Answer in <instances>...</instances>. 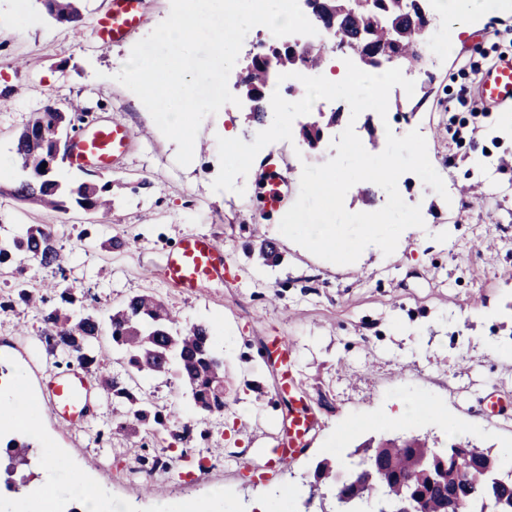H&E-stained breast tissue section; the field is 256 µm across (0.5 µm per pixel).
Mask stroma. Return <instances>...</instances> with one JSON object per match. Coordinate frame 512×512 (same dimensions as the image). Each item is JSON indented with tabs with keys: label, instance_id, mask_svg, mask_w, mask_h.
I'll list each match as a JSON object with an SVG mask.
<instances>
[{
	"label": "stroma",
	"instance_id": "obj_1",
	"mask_svg": "<svg viewBox=\"0 0 512 512\" xmlns=\"http://www.w3.org/2000/svg\"><path fill=\"white\" fill-rule=\"evenodd\" d=\"M109 0H86L81 27L52 20L40 0H0V162L17 171L15 143L35 112L52 103L69 110L79 103L89 123L119 116L139 134L132 149L111 171L79 170L60 163L59 178L111 182L112 213L103 220L77 206L55 211L16 201L10 177L0 180V239L24 224L52 225L64 256L63 270L27 264L0 266V390L18 391L19 405L39 422L21 472L25 486H7L6 444L24 434L0 417V512H36L32 490L43 483L51 457L64 456L69 472L85 475L74 485L67 512H81L86 494H95L102 512H304L310 493L332 495L330 483H316L320 462L334 468L352 462L372 440L420 437L434 448L451 444L449 422L479 426L471 445L501 454L512 448V421L483 412L491 392L512 399V146L494 128V111L471 90L501 57H512V14L477 12L460 20L459 51L437 64L415 68L413 94L394 87L389 115L415 113L429 129L428 154L454 189L462 176L480 184L479 197L449 210L432 187L411 173L398 190L421 208L423 233L405 230L395 252L374 245L359 259L338 265L284 237L276 222L296 201L304 164L320 165L336 156L332 143L354 126L363 146L385 144L384 127L373 113L352 116L345 101L327 103L340 115L337 127L317 147H309L301 127L316 113L296 118L292 138L265 146L236 191L216 192L217 138L232 131L251 142L258 127L245 123L242 108H221L204 118L201 152L185 167L176 163L177 145L157 128L141 100L114 81L133 45L169 14L170 0H144L140 26L109 47L94 44L91 28ZM288 180L279 208L266 206L260 175L266 162ZM191 234H208L223 244L230 278L185 293L163 272L166 254ZM124 239L126 248L108 250ZM280 244L278 261L254 258L262 241ZM61 306L70 288L74 310L107 320L129 297L151 292L162 298L181 323L208 325L224 359L223 415L202 419L181 379L173 373L140 377L155 406L179 412L155 434L123 435L115 400L95 369H87L94 409L83 422L62 424L50 410L45 387L51 377L72 369L42 333L37 309L19 303L17 283ZM292 346L290 365L317 417L304 449L283 468L249 473L276 447L288 422V398L278 387L281 369L259 353L276 338ZM497 351H490L489 343ZM438 403L436 413L385 424L404 392ZM193 432L180 437L183 425ZM149 454L165 466L151 477L140 474Z\"/></svg>",
	"mask_w": 512,
	"mask_h": 512
}]
</instances>
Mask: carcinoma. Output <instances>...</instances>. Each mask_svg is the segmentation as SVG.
Returning <instances> with one entry per match:
<instances>
[{
    "label": "carcinoma",
    "mask_w": 512,
    "mask_h": 512,
    "mask_svg": "<svg viewBox=\"0 0 512 512\" xmlns=\"http://www.w3.org/2000/svg\"><path fill=\"white\" fill-rule=\"evenodd\" d=\"M47 14L74 28L83 20L82 0H42ZM413 0H371L359 5L355 0H326V22L332 23L348 42V50L368 67L379 66V52L390 49L401 54L412 68L421 56L415 34L419 17L411 13ZM314 69L322 66L320 45H307L305 57L296 60L289 52L274 63L289 70L297 63ZM271 69L258 52L246 67L240 85L242 95L256 99V109L245 113V120L259 124L265 111L266 89ZM73 128V115L49 104L36 113L17 139L15 152L22 177L11 195L23 202L39 203L57 210L74 203L90 212L104 214L112 207V184L61 182L55 177L58 164L43 168L54 140ZM18 259L42 267L63 270V256L57 247L53 228L48 224L25 225L7 246L0 245V266ZM43 333L54 347L75 358L84 367L105 369L94 355L93 346L107 334L124 353L126 377L103 376L104 385L123 405L119 428L136 429L151 423L165 426L174 412L159 410L135 391V375H165L176 369L188 387L196 409L205 414L224 413V388L216 376H224V360L213 346L209 326H180L163 300L152 293L128 298L110 316L108 328L84 312H64L41 308ZM375 478L365 487L366 475ZM352 499L346 512H389L390 505L415 498L414 512H448V491L459 494L458 512H512V470L505 471L488 449L468 442H454L444 451L428 446L419 437L382 439L374 448H364L352 463L348 480Z\"/></svg>",
    "instance_id": "carcinoma-1"
}]
</instances>
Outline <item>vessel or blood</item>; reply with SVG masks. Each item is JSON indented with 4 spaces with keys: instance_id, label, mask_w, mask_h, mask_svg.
<instances>
[{
    "instance_id": "1",
    "label": "vessel or blood",
    "mask_w": 512,
    "mask_h": 512,
    "mask_svg": "<svg viewBox=\"0 0 512 512\" xmlns=\"http://www.w3.org/2000/svg\"><path fill=\"white\" fill-rule=\"evenodd\" d=\"M143 0H111L109 9L97 19L92 35L101 46L121 41L134 32L140 22ZM480 102L489 108L512 106V58H503L486 69L475 88ZM137 139L136 132L121 119L113 118L84 130L73 141L68 155L79 168L110 170L128 153ZM231 273L224 248L205 234L187 236L181 246L167 255L164 274L174 287L190 291L205 281L221 280ZM49 404L61 422L75 424L93 410L88 377L72 371L49 381L46 389ZM288 444L272 449L270 458L278 463L289 461L304 437L315 425L303 397H296L288 414Z\"/></svg>"
}]
</instances>
